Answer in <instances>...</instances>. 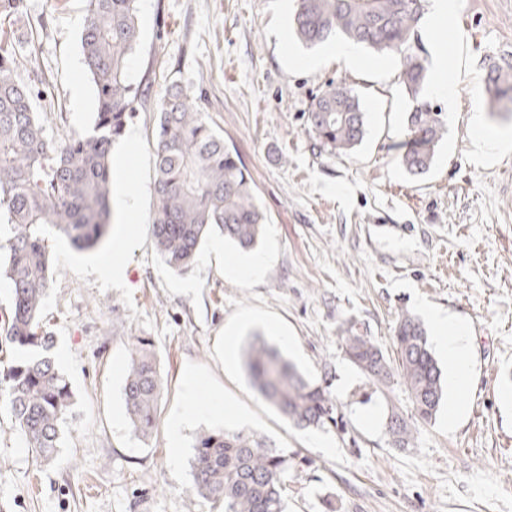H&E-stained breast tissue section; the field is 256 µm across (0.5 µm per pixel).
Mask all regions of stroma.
<instances>
[{
  "label": "stroma",
  "mask_w": 512,
  "mask_h": 512,
  "mask_svg": "<svg viewBox=\"0 0 512 512\" xmlns=\"http://www.w3.org/2000/svg\"><path fill=\"white\" fill-rule=\"evenodd\" d=\"M280 0H138L141 45L130 77L150 96L128 120L136 158L113 171L107 247L77 249L47 227L50 276L42 323L51 356L73 392L55 462L39 464L0 400V512H214L190 491L200 431H253L300 457L285 476L286 512H512V151L490 162L477 139L512 140V119L484 89L489 62H512V0H456L446 25L422 24L428 54L465 60L470 73L445 108L448 131L428 172L411 176L392 148L411 102L398 83L399 58L361 48L348 67L325 47L291 35ZM85 0H25L20 19L0 18V38L32 44L52 90L45 113L56 139L88 129L97 110L81 54ZM304 58L297 66L293 57ZM228 147L243 158L268 221L257 251L268 263L256 279L227 270L203 245L185 273L161 261L151 131L172 63ZM361 98L366 135L353 151L321 153L308 131L313 97L329 81ZM136 210H128L127 202ZM121 252L126 279L96 271ZM432 307L466 325L473 378L464 415L447 409L416 427L414 446L393 448L382 423L389 406L408 410L401 390L358 396L360 371L341 347L344 329L391 350L402 312ZM239 325L282 346L308 378L327 380L346 402L347 434L298 428L263 400L243 365H224V329ZM150 343L164 386L150 438L134 433L123 399L124 372L137 341ZM196 374L195 413L183 397ZM191 413L182 455L171 461L168 429ZM378 413V423L365 422Z\"/></svg>",
  "instance_id": "35a3bbf8"
}]
</instances>
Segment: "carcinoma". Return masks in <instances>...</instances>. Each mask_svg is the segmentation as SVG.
Instances as JSON below:
<instances>
[{
	"mask_svg": "<svg viewBox=\"0 0 512 512\" xmlns=\"http://www.w3.org/2000/svg\"><path fill=\"white\" fill-rule=\"evenodd\" d=\"M425 0H295L294 34L307 47L344 37L375 51L398 54V82L411 101L406 129L394 144L402 168L423 174L431 167L447 127L444 114L423 90L428 60L420 34ZM83 64L96 91L92 126L61 140L49 136L35 108L47 88L35 89L19 76L13 44H0V218L11 236L0 241L12 288L10 316L3 330L20 350H40L4 370L3 396L28 447L49 462L62 445V425L73 395L69 381L48 356L53 337L40 312L47 293L49 258L45 227L52 225L80 249L109 240L112 151L145 89L129 75L141 44L137 0H86L80 36ZM489 90L511 104L512 63L488 67ZM320 151L345 155L366 134L359 98L342 81H330L307 115ZM156 212L152 233L162 262L185 273L202 242L214 231L250 251L267 217L257 204L252 180L234 148L196 106L190 88L172 80L157 107L155 131ZM348 360L366 385L383 391L398 385L412 406L410 418L391 407L385 433L393 447H413L416 424L436 417L444 398L443 371L423 322L404 312L395 328V360L370 337L349 329L341 337ZM248 378L259 395L298 427L329 426L345 431L344 404L324 382L305 377L280 348L261 336L243 351ZM163 378L152 353L137 345L125 371L123 397L136 433L155 427ZM288 455L255 433L221 428L199 433L191 459L192 491L220 503L224 512H284L283 475Z\"/></svg>",
	"mask_w": 512,
	"mask_h": 512,
	"instance_id": "obj_1",
	"label": "carcinoma"
}]
</instances>
